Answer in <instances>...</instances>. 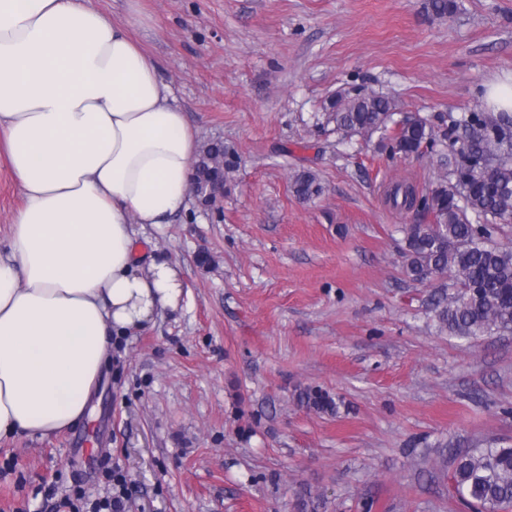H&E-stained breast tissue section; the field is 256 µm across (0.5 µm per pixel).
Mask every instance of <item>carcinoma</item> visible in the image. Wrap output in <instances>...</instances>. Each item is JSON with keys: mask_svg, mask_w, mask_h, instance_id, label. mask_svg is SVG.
Here are the masks:
<instances>
[{"mask_svg": "<svg viewBox=\"0 0 512 512\" xmlns=\"http://www.w3.org/2000/svg\"><path fill=\"white\" fill-rule=\"evenodd\" d=\"M432 15L456 12V0H430ZM331 118L339 130L367 140L380 134L378 149L392 157L417 156L448 141V126L462 130L450 151L439 155L447 170L424 192L410 183L387 191L395 207L419 209L424 222L404 225L405 272L414 281L451 276L453 298L440 296L437 320L442 330L460 339L512 333V249L494 241L499 224L512 219V114L489 116L472 112L438 122L418 114L405 120L392 97L357 87L332 96ZM224 173L236 167V156L223 145L207 143L198 158V181L208 185L217 160ZM293 192L310 199L320 194L318 178L309 170L293 176ZM298 402L318 413L335 415L340 399L319 388L306 387ZM450 482L458 500L470 512H512V447L459 448L450 460Z\"/></svg>", "mask_w": 512, "mask_h": 512, "instance_id": "cac0c4a2", "label": "carcinoma"}]
</instances>
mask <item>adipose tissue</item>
Returning a JSON list of instances; mask_svg holds the SVG:
<instances>
[{
    "label": "adipose tissue",
    "instance_id": "adipose-tissue-1",
    "mask_svg": "<svg viewBox=\"0 0 512 512\" xmlns=\"http://www.w3.org/2000/svg\"><path fill=\"white\" fill-rule=\"evenodd\" d=\"M0 145L23 196L0 243V439L86 415L115 337L177 309L140 226L190 197L198 138L154 59L83 0H0Z\"/></svg>",
    "mask_w": 512,
    "mask_h": 512
}]
</instances>
